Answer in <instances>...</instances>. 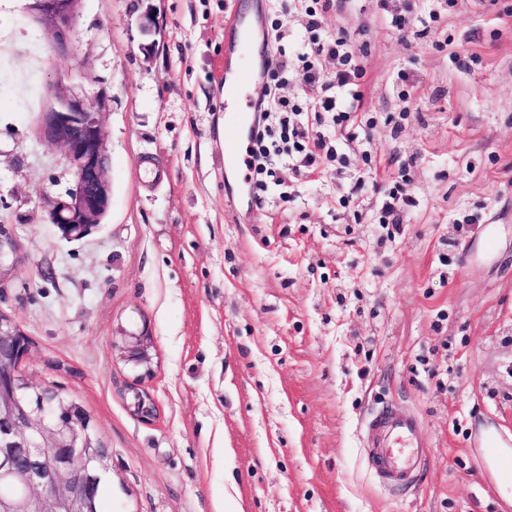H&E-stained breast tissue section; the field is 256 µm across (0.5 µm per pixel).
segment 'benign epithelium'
Listing matches in <instances>:
<instances>
[{"instance_id":"benign-epithelium-1","label":"benign epithelium","mask_w":512,"mask_h":512,"mask_svg":"<svg viewBox=\"0 0 512 512\" xmlns=\"http://www.w3.org/2000/svg\"><path fill=\"white\" fill-rule=\"evenodd\" d=\"M82 0H32L34 19L45 29L52 51L69 53L79 31ZM51 106L39 113L38 139L62 148L73 177L65 194H43L49 223L63 238L80 240L103 223L112 200L107 176L109 155L103 134L107 99L81 85L57 78L49 84ZM23 332L0 312V512H91L90 489L111 469L86 427V411L57 393L54 403L37 402L39 387L20 379L19 365L29 349L20 348ZM151 337L128 332L123 358L149 373ZM131 412L142 420L154 415L145 391H135Z\"/></svg>"}]
</instances>
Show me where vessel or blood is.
<instances>
[{
	"label": "vessel or blood",
	"instance_id": "1",
	"mask_svg": "<svg viewBox=\"0 0 512 512\" xmlns=\"http://www.w3.org/2000/svg\"><path fill=\"white\" fill-rule=\"evenodd\" d=\"M258 15L234 11L224 22V101L232 131L224 141V161L247 171L250 155L243 130L249 129L256 112L251 90L258 76L251 65L257 53L252 29ZM369 434L366 455L380 482L397 488L415 477L425 456L424 435L414 414L387 409L365 422Z\"/></svg>",
	"mask_w": 512,
	"mask_h": 512
}]
</instances>
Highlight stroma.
I'll return each mask as SVG.
<instances>
[{"label":"stroma","mask_w":512,"mask_h":512,"mask_svg":"<svg viewBox=\"0 0 512 512\" xmlns=\"http://www.w3.org/2000/svg\"><path fill=\"white\" fill-rule=\"evenodd\" d=\"M238 0H83L54 54L32 0H0V312L21 363L90 414L112 457L110 512H512L473 441L512 434V0H332L363 107L338 158L280 162L254 197L224 165V19ZM287 58L308 0H262ZM158 32L150 56L140 16ZM411 17L402 38L393 14ZM103 91L109 214L78 241L40 196L71 185L34 125L47 85ZM413 199L379 221L380 193ZM350 203H343V196ZM154 342L152 375L121 338ZM157 416L128 408L129 386ZM415 413L427 462L391 492L364 454L383 404Z\"/></svg>","instance_id":"stroma-1"}]
</instances>
